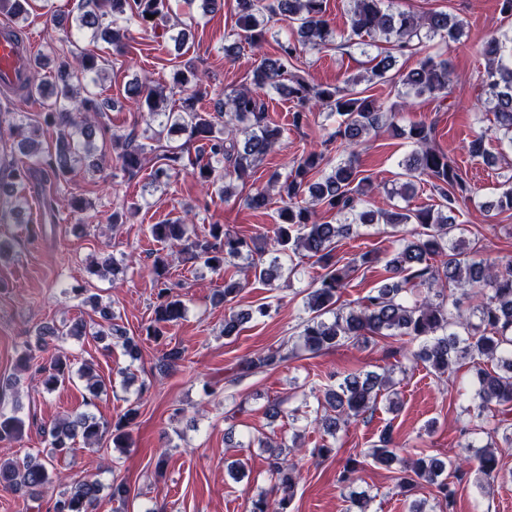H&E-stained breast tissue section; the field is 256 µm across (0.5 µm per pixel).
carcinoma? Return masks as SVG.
I'll return each mask as SVG.
<instances>
[{
	"mask_svg": "<svg viewBox=\"0 0 512 512\" xmlns=\"http://www.w3.org/2000/svg\"><path fill=\"white\" fill-rule=\"evenodd\" d=\"M349 26L341 37L362 50L378 42L389 48L370 59V72L375 80L387 79L396 66L397 56L416 49L422 39L440 37L457 41L465 23L446 12L418 15L394 8V0H347ZM236 29L227 37L258 51L253 70L252 86L224 92L218 99L215 112L225 120H216L214 112H202L197 104L208 96L203 80L192 69L174 71L171 84L153 85L131 82L127 94L135 100L141 122L142 136L133 132L112 134L115 161L123 176L132 179L147 163L146 141L161 142L173 136H185L184 145H196L195 157L184 158L180 152L160 156L154 170V185H168L172 175L189 172L205 187L223 185L229 196L234 183H246L255 168L274 148L284 129L269 119L266 97L275 91L293 102L292 119L298 127L308 115L318 109L327 116L338 117L335 130L322 142V150H305L293 160L284 179L272 178L246 198L252 209H265L277 195L282 203L277 209L273 229L272 249L257 245L254 238L232 234L222 224L209 225L208 234L191 237L181 219L167 220L151 227L152 237L164 244L181 247L190 258L218 273H224V289L219 301L232 302L242 290L235 274L224 269L234 260L247 262L246 268L254 277L269 284L284 275L295 277L299 270L280 261L285 253L305 252L316 258L324 270L304 298L307 317L299 324V342L281 341L275 346L238 360L232 371V381L239 382L258 372L273 370L298 356L299 349L310 353L329 350L342 344H363L372 337H395L419 342L415 357L436 375H451L455 365L468 361L477 370L473 400L479 412L493 411L512 404V256L500 257L477 250H467L456 238L460 225L456 212L461 204L473 199V189L455 158L433 145L432 128L423 121L406 126L397 122L405 111L406 100L424 96L448 94L449 63L441 56L428 55L418 66L399 78L402 99L399 106L386 107L369 88L357 89L361 79L353 77L344 87L314 84L295 72L304 52L320 50L334 40V30L326 18V0H235ZM30 0H0V10L14 22H25ZM77 32L95 42L99 36L109 37L117 51L125 47L124 39L134 26L143 32L163 29L173 32L171 39L182 45L189 37V26L178 21L171 23L172 0H76L73 10ZM152 18H147V15ZM279 16L288 22V36L268 27L269 19ZM275 38L279 57L270 58L259 50L268 37ZM484 58L483 94L494 115V127L499 143L512 150V37L505 42L497 36L488 37L479 48ZM101 58L84 47L75 62L62 61L54 67V81L37 90L46 93L51 102L46 105L43 120L58 129L54 153L45 156L39 149L37 127H30L22 112L11 116L12 125L29 135L17 141L19 154L38 163L56 180L67 179L78 167L97 169L101 158L96 154L95 117L106 112L112 103L77 81L80 75H94L98 82L105 75ZM183 94L178 108L168 107V89ZM382 130L406 141L411 151L399 162V182L383 187L390 196H398L407 205L392 211L374 210L366 197L373 183L361 175L355 147L370 134ZM342 142L350 147L344 158L336 161L329 156V146ZM0 170L8 181L0 183V224L14 220L27 205L18 187L28 182L32 167L14 158H0ZM431 182L440 203L412 206L417 185ZM483 207L499 212L512 210V176L503 182L502 191ZM331 220L323 221L319 213ZM387 224L393 229L409 224L413 228L399 239L398 246L388 256L385 282L363 297L358 308L340 303L349 273L359 265L377 261L371 253H363L351 264L336 259V243L351 236L361 226ZM169 255L158 251L154 255L152 273L158 288V303L154 318L146 328L147 335H163V328L180 320L185 305L173 294L168 279ZM90 273L105 277L117 276L122 268L107 256L89 266ZM416 287L423 294L414 299L408 293ZM470 296L475 304L462 310L454 291ZM89 302L99 311L103 323L95 335L120 343L129 358H139L140 346L135 337L116 323L111 307L98 298ZM268 309L255 312L230 311L224 315V336H236L242 325L257 313L266 315ZM87 325L75 320L58 328L43 325L36 332L37 347L47 345L46 337L87 336ZM44 390L52 392L73 380L72 363L63 352L53 355L48 364L37 368ZM395 396L394 382L389 375L375 372H350L342 379L323 385L319 411L314 423L331 438L346 429L351 422L376 409L383 395ZM139 415L131 406L112 424H104L88 413L58 418L50 429V452L29 454L23 461L0 460V484L14 491L43 493L53 484L52 459L72 451L76 439L92 450L104 436L112 439L117 449L126 447L129 427ZM24 428L18 408H0V443L19 438ZM491 433L500 441L487 443L475 452L478 471L487 480L499 478L501 449L512 447V425H495ZM258 447L272 449L270 472L276 483L271 493L252 501L250 512H290L297 480V462L283 457L294 451L297 443L287 446L268 440H258ZM402 449L394 445L392 428H384L373 444L370 456L379 465L399 466L402 473L399 487L409 492L421 482L436 486L442 501L451 504L455 491L448 483V460L436 456L405 458ZM100 484L96 480L78 479L70 489L50 495L49 512H93Z\"/></svg>",
	"mask_w": 512,
	"mask_h": 512,
	"instance_id": "1",
	"label": "carcinoma"
}]
</instances>
